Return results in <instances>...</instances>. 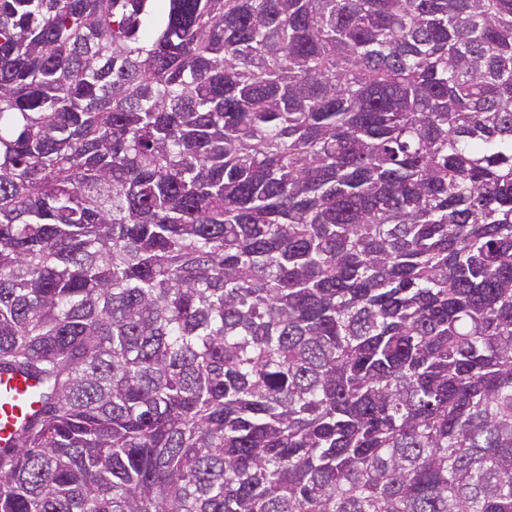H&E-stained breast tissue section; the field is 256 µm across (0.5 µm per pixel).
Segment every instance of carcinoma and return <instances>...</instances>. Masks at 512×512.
Masks as SVG:
<instances>
[{"mask_svg": "<svg viewBox=\"0 0 512 512\" xmlns=\"http://www.w3.org/2000/svg\"><path fill=\"white\" fill-rule=\"evenodd\" d=\"M0 512H512V0H0ZM39 384L33 379L10 372H0V446L5 445L14 429L40 407Z\"/></svg>", "mask_w": 512, "mask_h": 512, "instance_id": "obj_1", "label": "carcinoma"}]
</instances>
